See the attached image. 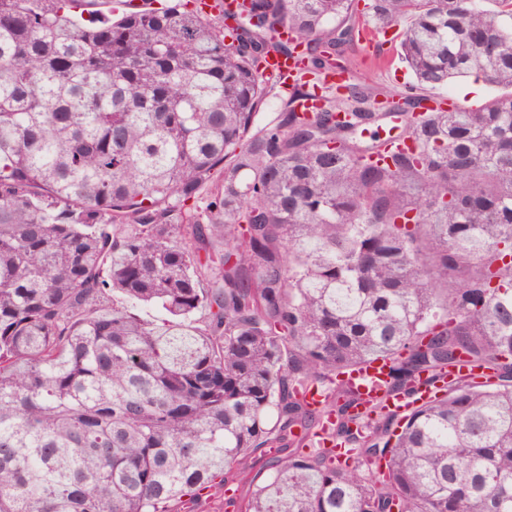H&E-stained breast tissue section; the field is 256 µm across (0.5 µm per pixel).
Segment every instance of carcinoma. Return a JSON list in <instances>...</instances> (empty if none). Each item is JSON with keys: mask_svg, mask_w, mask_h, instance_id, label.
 <instances>
[{"mask_svg": "<svg viewBox=\"0 0 512 512\" xmlns=\"http://www.w3.org/2000/svg\"><path fill=\"white\" fill-rule=\"evenodd\" d=\"M186 2L0 0V512H181L229 476L234 512H512V0ZM360 15L421 89L495 94L298 87L259 124L278 27L318 85ZM439 92L452 96L457 104L468 108L480 106L494 93L491 88L476 81L473 76L458 78L451 83L447 90ZM387 362L381 358L373 359L362 364L349 374L353 384H356L362 393L370 395L378 392L387 371Z\"/></svg>", "mask_w": 512, "mask_h": 512, "instance_id": "carcinoma-1", "label": "carcinoma"}]
</instances>
